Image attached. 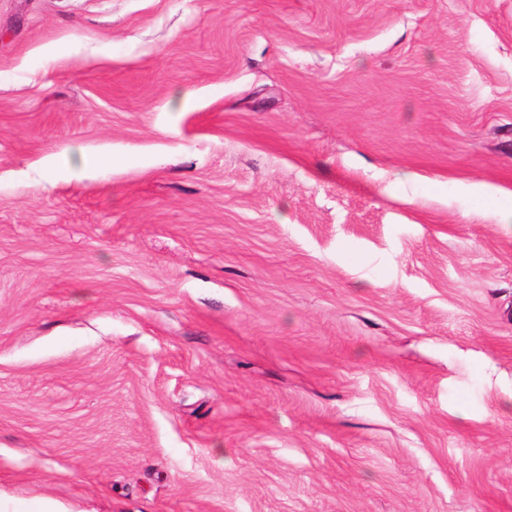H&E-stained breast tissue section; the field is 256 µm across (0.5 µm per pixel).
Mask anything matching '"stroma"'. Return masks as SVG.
<instances>
[{"label": "stroma", "mask_w": 512, "mask_h": 512, "mask_svg": "<svg viewBox=\"0 0 512 512\" xmlns=\"http://www.w3.org/2000/svg\"><path fill=\"white\" fill-rule=\"evenodd\" d=\"M512 512V0H0V512Z\"/></svg>", "instance_id": "1"}]
</instances>
